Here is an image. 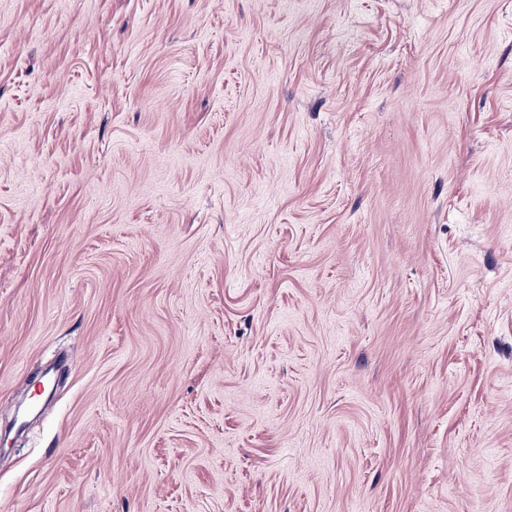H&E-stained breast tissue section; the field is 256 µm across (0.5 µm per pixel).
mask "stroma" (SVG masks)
<instances>
[{"label": "stroma", "instance_id": "35a3bbf8", "mask_svg": "<svg viewBox=\"0 0 512 512\" xmlns=\"http://www.w3.org/2000/svg\"><path fill=\"white\" fill-rule=\"evenodd\" d=\"M0 512H512V0H0Z\"/></svg>", "mask_w": 512, "mask_h": 512}]
</instances>
